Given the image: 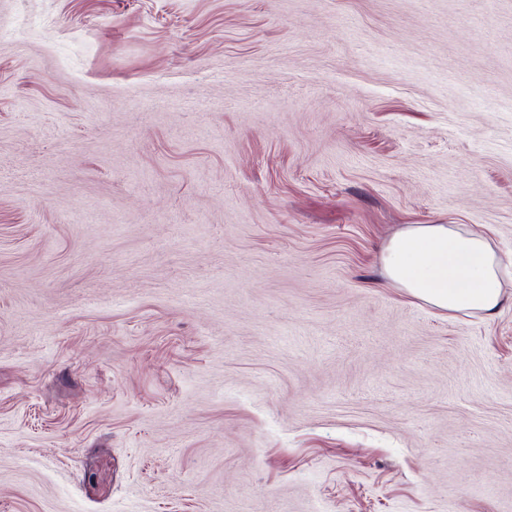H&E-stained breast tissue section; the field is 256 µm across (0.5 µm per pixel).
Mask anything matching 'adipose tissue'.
I'll use <instances>...</instances> for the list:
<instances>
[{
	"label": "adipose tissue",
	"instance_id": "ef3b65f1",
	"mask_svg": "<svg viewBox=\"0 0 512 512\" xmlns=\"http://www.w3.org/2000/svg\"><path fill=\"white\" fill-rule=\"evenodd\" d=\"M501 259L483 235L448 224H411L382 256L384 277L411 297L455 314L501 305Z\"/></svg>",
	"mask_w": 512,
	"mask_h": 512
}]
</instances>
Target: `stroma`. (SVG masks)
I'll list each match as a JSON object with an SVG mask.
<instances>
[{
  "label": "stroma",
  "mask_w": 512,
  "mask_h": 512,
  "mask_svg": "<svg viewBox=\"0 0 512 512\" xmlns=\"http://www.w3.org/2000/svg\"><path fill=\"white\" fill-rule=\"evenodd\" d=\"M512 0H0V512H512ZM501 259L483 235L451 224H409L382 256L384 277L448 314H492L501 305Z\"/></svg>",
  "instance_id": "1"
}]
</instances>
